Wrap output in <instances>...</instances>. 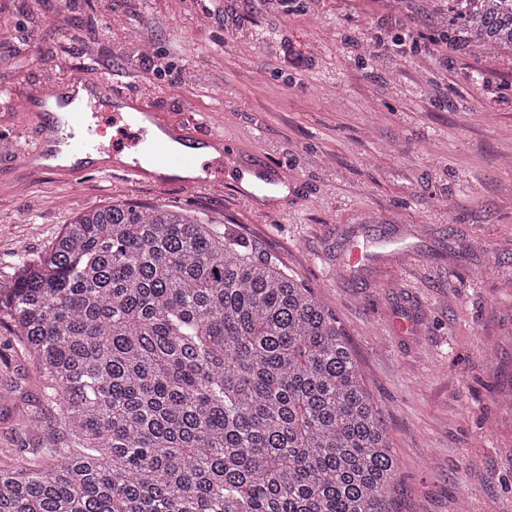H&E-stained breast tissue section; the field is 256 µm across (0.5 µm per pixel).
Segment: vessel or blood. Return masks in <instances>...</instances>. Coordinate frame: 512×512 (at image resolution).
I'll return each mask as SVG.
<instances>
[{
	"label": "vessel or blood",
	"mask_w": 512,
	"mask_h": 512,
	"mask_svg": "<svg viewBox=\"0 0 512 512\" xmlns=\"http://www.w3.org/2000/svg\"><path fill=\"white\" fill-rule=\"evenodd\" d=\"M65 83L87 80L84 70L74 67L70 61L60 60ZM90 81V80H87ZM86 98L75 104L73 97L60 95L57 89H49L40 103L23 101L21 115L38 121L39 134L34 148L19 156L17 165L28 174L45 171L76 180L85 176L92 167L113 168L132 179H161L162 175H174L178 171L198 169L195 187L205 188L223 181V159L200 164L190 153L170 150L164 139H149L144 118H137L135 138L150 145L149 153L132 152L122 156L120 150L105 141L102 127L104 116L123 120V111L133 102L127 90L117 88L111 79L98 77L90 81Z\"/></svg>",
	"instance_id": "b4317fda"
}]
</instances>
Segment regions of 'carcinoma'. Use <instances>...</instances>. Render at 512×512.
<instances>
[{
	"instance_id": "cac0c4a2",
	"label": "carcinoma",
	"mask_w": 512,
	"mask_h": 512,
	"mask_svg": "<svg viewBox=\"0 0 512 512\" xmlns=\"http://www.w3.org/2000/svg\"><path fill=\"white\" fill-rule=\"evenodd\" d=\"M512 49V0H451ZM55 416L0 512H389L397 462L336 321L229 232L112 204L0 282Z\"/></svg>"
}]
</instances>
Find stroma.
<instances>
[{
  "instance_id": "stroma-1",
  "label": "stroma",
  "mask_w": 512,
  "mask_h": 512,
  "mask_svg": "<svg viewBox=\"0 0 512 512\" xmlns=\"http://www.w3.org/2000/svg\"><path fill=\"white\" fill-rule=\"evenodd\" d=\"M448 0H0V282L115 203L185 210L274 257L337 321L398 462L389 512H512V49L472 54ZM139 36L153 51L138 55ZM292 52L291 63L278 54ZM64 57L123 83L182 139L286 192L51 173L17 187L20 101ZM362 254L352 263V250ZM39 394L0 328V462ZM245 173L253 175L256 180H263V181H271L269 180L263 170L259 169H240L235 170V174L233 176V185L237 188L239 194L243 197L248 198L252 204H256L257 207L265 206L268 202V199H261L255 194H253L251 191L247 190L245 187L242 186L243 179Z\"/></svg>"
}]
</instances>
